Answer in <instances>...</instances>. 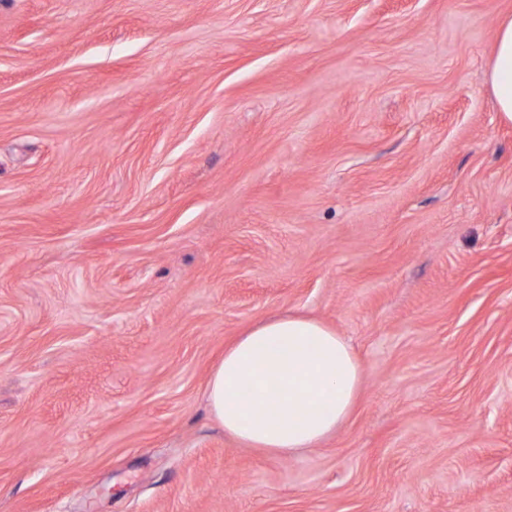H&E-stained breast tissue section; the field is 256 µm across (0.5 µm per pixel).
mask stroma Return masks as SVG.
Returning <instances> with one entry per match:
<instances>
[{
	"label": "stroma",
	"instance_id": "obj_1",
	"mask_svg": "<svg viewBox=\"0 0 512 512\" xmlns=\"http://www.w3.org/2000/svg\"><path fill=\"white\" fill-rule=\"evenodd\" d=\"M512 0H0V512H512ZM323 321L280 457L211 371ZM485 75L500 118L512 123V14L496 19L494 47ZM362 365L349 342L325 323L285 314L251 327L225 346L207 400L224 432L277 456L313 448L353 413ZM250 385L252 396L242 398ZM277 401L269 405V393Z\"/></svg>",
	"mask_w": 512,
	"mask_h": 512
}]
</instances>
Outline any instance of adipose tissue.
<instances>
[{
    "instance_id": "1",
    "label": "adipose tissue",
    "mask_w": 512,
    "mask_h": 512,
    "mask_svg": "<svg viewBox=\"0 0 512 512\" xmlns=\"http://www.w3.org/2000/svg\"><path fill=\"white\" fill-rule=\"evenodd\" d=\"M500 118L512 123V14L497 18L486 69ZM362 365L325 323L285 314L251 327L225 346L207 400L226 434L277 456L315 447L353 413ZM250 399H243V387Z\"/></svg>"
}]
</instances>
